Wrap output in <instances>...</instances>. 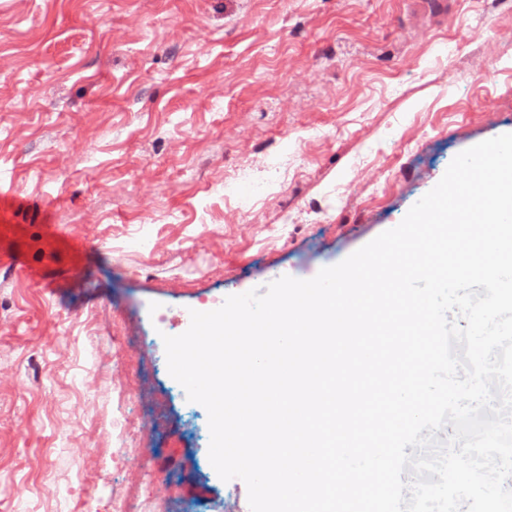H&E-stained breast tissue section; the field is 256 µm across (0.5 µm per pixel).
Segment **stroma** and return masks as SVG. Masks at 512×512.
<instances>
[{
	"label": "stroma",
	"instance_id": "stroma-1",
	"mask_svg": "<svg viewBox=\"0 0 512 512\" xmlns=\"http://www.w3.org/2000/svg\"><path fill=\"white\" fill-rule=\"evenodd\" d=\"M434 2L0 0V254L27 265L0 267V512H116L108 479L144 466L176 512H250L162 337L341 262L512 132V15ZM246 166L268 191L225 196ZM121 394L143 451L110 460Z\"/></svg>",
	"mask_w": 512,
	"mask_h": 512
}]
</instances>
